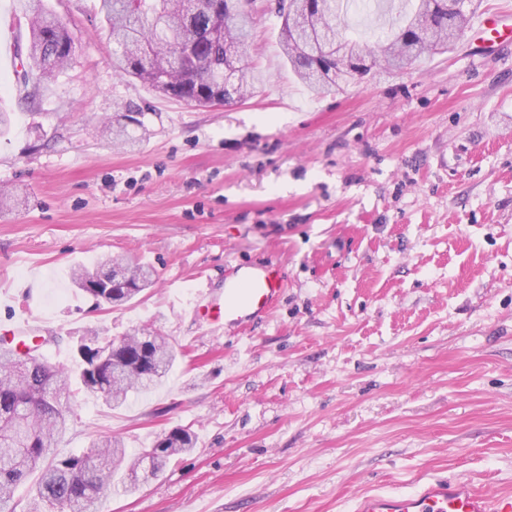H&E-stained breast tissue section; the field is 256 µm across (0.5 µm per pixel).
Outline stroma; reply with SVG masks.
Listing matches in <instances>:
<instances>
[{
    "label": "stroma",
    "instance_id": "1",
    "mask_svg": "<svg viewBox=\"0 0 512 512\" xmlns=\"http://www.w3.org/2000/svg\"><path fill=\"white\" fill-rule=\"evenodd\" d=\"M26 0H0V331L77 347L147 328L177 353L154 390L112 409L75 386L59 448L174 427L194 449L103 512H351L436 475L512 494V47L460 40L402 71L317 96L258 9L245 102L191 106L119 76L98 0H44L75 40L36 103L18 102ZM135 145L105 132L128 103ZM137 261L145 294L97 309L78 267ZM280 262L268 319L217 335L184 314L199 275Z\"/></svg>",
    "mask_w": 512,
    "mask_h": 512
}]
</instances>
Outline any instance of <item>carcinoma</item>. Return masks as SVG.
Here are the masks:
<instances>
[{
    "mask_svg": "<svg viewBox=\"0 0 512 512\" xmlns=\"http://www.w3.org/2000/svg\"><path fill=\"white\" fill-rule=\"evenodd\" d=\"M255 0H220L224 34L208 35L202 15L182 13L180 0H99L109 35L124 44L112 67L162 94L193 106L211 107L248 99L264 75L245 63L253 27ZM31 39L26 65L18 75L21 100L34 103L43 89L70 64L74 38L43 0H28ZM295 0H275L282 23L278 34L292 74L319 94L336 87L325 77L336 69L354 77L372 68L399 70L409 47L420 60L451 45L448 37L464 32L468 17L448 9V0H398L386 8L387 25L373 34L368 48L348 34V11L342 0H302L311 28L294 29ZM124 282L112 286L114 271H74L77 286L96 306L120 308L151 283L153 270L130 265ZM82 385L118 408L132 393L160 384L176 356L161 336L142 328L122 338L104 356L97 339L78 348ZM66 374L33 348L21 360L0 355V512H17L16 490L29 487L22 512H101L108 495L138 487V472H162L167 462L194 448L190 431L175 427L150 448L129 456L121 439L100 438L80 455H63L57 445L68 430L71 406Z\"/></svg>",
    "mask_w": 512,
    "mask_h": 512,
    "instance_id": "carcinoma-1",
    "label": "carcinoma"
}]
</instances>
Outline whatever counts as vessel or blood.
I'll use <instances>...</instances> for the list:
<instances>
[{"mask_svg":"<svg viewBox=\"0 0 512 512\" xmlns=\"http://www.w3.org/2000/svg\"><path fill=\"white\" fill-rule=\"evenodd\" d=\"M476 31L493 44L507 37L497 17L488 13ZM286 288L287 277L278 262L239 263L225 270L222 292H215L211 279L199 281L189 314L216 333L244 329L269 318ZM353 512H512V495L487 496L464 481L431 478L410 491L361 495Z\"/></svg>","mask_w":512,"mask_h":512,"instance_id":"1","label":"vessel or blood"}]
</instances>
